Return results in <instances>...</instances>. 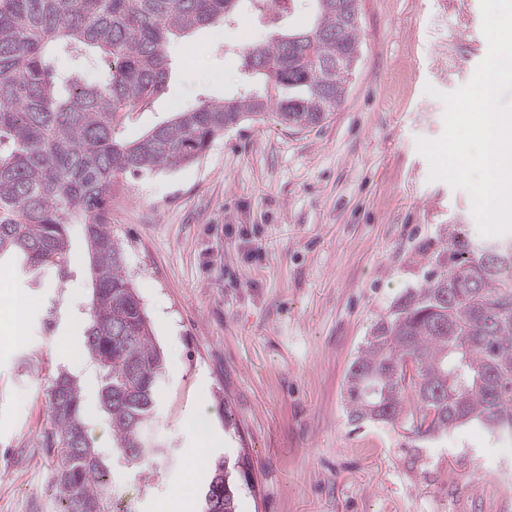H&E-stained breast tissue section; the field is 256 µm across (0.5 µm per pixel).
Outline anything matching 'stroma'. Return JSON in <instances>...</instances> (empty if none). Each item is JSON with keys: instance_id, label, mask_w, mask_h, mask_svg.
Masks as SVG:
<instances>
[{"instance_id": "35a3bbf8", "label": "stroma", "mask_w": 512, "mask_h": 512, "mask_svg": "<svg viewBox=\"0 0 512 512\" xmlns=\"http://www.w3.org/2000/svg\"><path fill=\"white\" fill-rule=\"evenodd\" d=\"M358 29L347 96L326 122L245 120L194 164L112 182V234L165 360L147 431L167 448L151 481L113 454L100 371L79 347L92 292L81 225L62 282L0 271V512H53L41 433L61 368L81 380L89 441L132 512H201L210 469H191L190 452L204 434L236 465L238 512H512L495 472L511 441L470 425L413 467L401 429L346 416V374L372 324L423 282L445 225L475 223L467 192L429 181L416 140L443 132L425 86L467 84L488 51L479 0H360ZM267 33L243 0L222 34L172 42L162 92L118 139L236 93L242 51ZM242 228L259 257L242 259ZM190 483L196 496L182 498Z\"/></svg>"}]
</instances>
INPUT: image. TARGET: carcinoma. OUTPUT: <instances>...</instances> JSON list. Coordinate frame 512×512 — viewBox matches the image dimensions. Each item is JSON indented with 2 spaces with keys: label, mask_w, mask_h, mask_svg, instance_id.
Listing matches in <instances>:
<instances>
[{
  "label": "carcinoma",
  "mask_w": 512,
  "mask_h": 512,
  "mask_svg": "<svg viewBox=\"0 0 512 512\" xmlns=\"http://www.w3.org/2000/svg\"><path fill=\"white\" fill-rule=\"evenodd\" d=\"M240 0H0V262L33 279L64 275L69 224L78 219L92 256L83 348L102 372L100 409L112 447L134 465L165 455L146 434L164 371L163 353L112 238V179L199 161L210 143L248 117L270 114L295 129L325 122L347 96V58L360 51L359 0H308L311 25L277 22L243 53V66L281 90L253 91L179 112L121 143L114 126L163 90L173 36L234 20ZM103 64L90 81L83 72ZM424 283L407 289L374 324L353 360L344 395L348 420L401 428L423 448L478 424L512 440V241L478 244L465 225L443 228ZM45 447L56 512H115L110 470L85 431L83 388L58 372L48 394ZM221 512H237L224 458L208 486Z\"/></svg>",
  "instance_id": "1"
}]
</instances>
